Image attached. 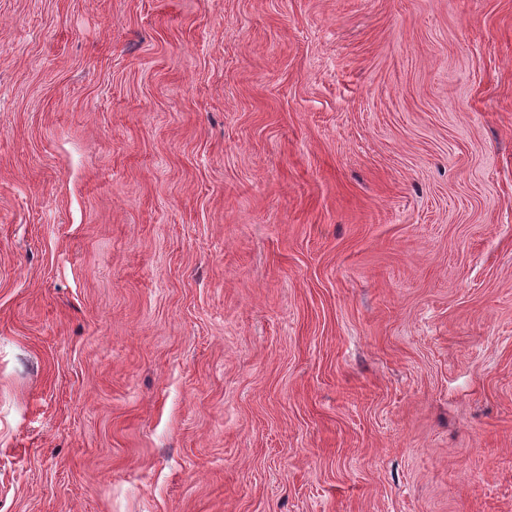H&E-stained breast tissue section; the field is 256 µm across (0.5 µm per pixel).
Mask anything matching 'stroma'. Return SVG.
Returning a JSON list of instances; mask_svg holds the SVG:
<instances>
[{
  "label": "stroma",
  "instance_id": "35a3bbf8",
  "mask_svg": "<svg viewBox=\"0 0 512 512\" xmlns=\"http://www.w3.org/2000/svg\"><path fill=\"white\" fill-rule=\"evenodd\" d=\"M0 512H512V0H0Z\"/></svg>",
  "mask_w": 512,
  "mask_h": 512
}]
</instances>
